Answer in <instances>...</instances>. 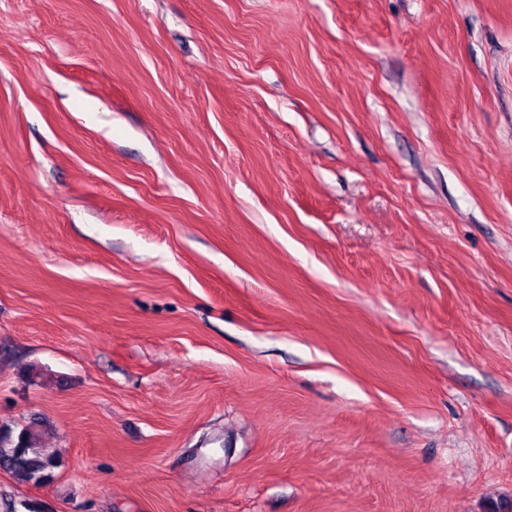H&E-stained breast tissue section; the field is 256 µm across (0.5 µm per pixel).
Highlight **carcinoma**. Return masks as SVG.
<instances>
[{
	"instance_id": "cac0c4a2",
	"label": "carcinoma",
	"mask_w": 512,
	"mask_h": 512,
	"mask_svg": "<svg viewBox=\"0 0 512 512\" xmlns=\"http://www.w3.org/2000/svg\"><path fill=\"white\" fill-rule=\"evenodd\" d=\"M37 437L30 428L21 429L15 438L0 436V467L34 485L45 480V471L52 466V457L37 446Z\"/></svg>"
}]
</instances>
